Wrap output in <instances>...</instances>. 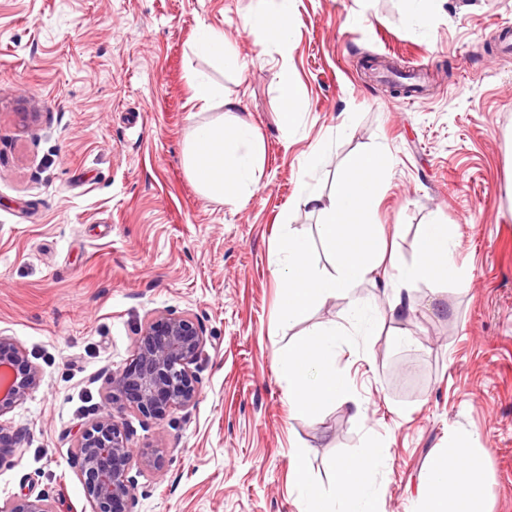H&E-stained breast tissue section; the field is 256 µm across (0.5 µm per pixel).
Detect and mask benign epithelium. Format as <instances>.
Returning <instances> with one entry per match:
<instances>
[{
    "mask_svg": "<svg viewBox=\"0 0 512 512\" xmlns=\"http://www.w3.org/2000/svg\"><path fill=\"white\" fill-rule=\"evenodd\" d=\"M206 344L205 331L193 317L159 312L140 328L139 339L126 364L106 379L112 413L84 426L76 436L77 476L89 512H133L136 479L133 469L160 468L157 454L135 450L122 414L133 409L162 420L186 410L199 397L195 370ZM40 385V373L24 349L0 335V416L12 411ZM0 512H57L46 495L0 503Z\"/></svg>",
    "mask_w": 512,
    "mask_h": 512,
    "instance_id": "7a95c632",
    "label": "benign epithelium"
}]
</instances>
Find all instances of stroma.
Returning a JSON list of instances; mask_svg holds the SVG:
<instances>
[{
    "label": "stroma",
    "mask_w": 512,
    "mask_h": 512,
    "mask_svg": "<svg viewBox=\"0 0 512 512\" xmlns=\"http://www.w3.org/2000/svg\"><path fill=\"white\" fill-rule=\"evenodd\" d=\"M283 1L285 48L246 23ZM498 24L512 33V0H0V334L41 376L0 416L17 448L0 501L60 494L82 512L76 432L108 410L105 381L148 316L170 311L206 332L200 396L160 421L123 415L132 446L162 461L137 473L134 512H303L296 453L327 488L337 459L377 440L379 512H420L429 464L454 443L484 455L490 512H512V52L490 41ZM204 27L237 67L196 52ZM383 59L424 65L426 95L377 78ZM282 70L304 103L290 129ZM199 74L235 110L192 101ZM219 115L248 119L262 156L257 187L227 204L183 160L192 129ZM377 147L374 233L408 264L421 225H449L465 282L411 284L398 315L389 269L353 289L377 306L367 325L343 297L280 322L279 239L305 235L313 265L333 263L298 181L330 192ZM332 322L336 368L366 413L331 403L304 419L275 355Z\"/></svg>",
    "instance_id": "1"
}]
</instances>
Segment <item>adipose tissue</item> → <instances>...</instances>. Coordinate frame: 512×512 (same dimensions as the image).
Returning <instances> with one entry per match:
<instances>
[{
	"mask_svg": "<svg viewBox=\"0 0 512 512\" xmlns=\"http://www.w3.org/2000/svg\"><path fill=\"white\" fill-rule=\"evenodd\" d=\"M184 163L198 189L214 200L226 203L250 192L260 166L252 124L240 117L229 126L217 121L196 127L185 145ZM387 174L386 154L377 148L357 159L350 175L330 194L300 180L296 201L318 214L319 237L334 264L328 271L315 270L306 236L291 232L280 239L273 266L286 288L279 308L282 322H292L314 304L336 296L347 298L353 318L373 312V305L352 297L351 290L358 282L375 277L385 253V243L373 233L369 220ZM414 255L411 264L398 268L400 284L457 283L464 277L454 260L447 225L436 221L423 225ZM340 334V327L331 323L279 353V371L288 384V399L296 415L312 417L330 402L353 404L356 415H365L349 379L335 368ZM382 452V446L374 444L363 456L337 461L336 484L329 495L309 480L301 456H294L293 473L305 512H377L372 473ZM482 468L481 456L457 446L437 455L427 472L423 512H488Z\"/></svg>",
	"mask_w": 512,
	"mask_h": 512,
	"instance_id": "adipose-tissue-1",
	"label": "adipose tissue"
}]
</instances>
